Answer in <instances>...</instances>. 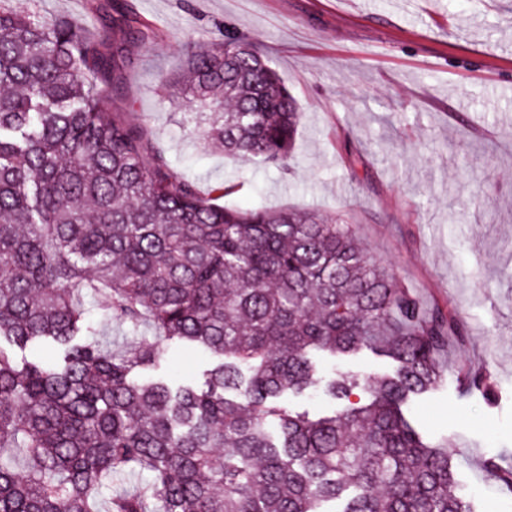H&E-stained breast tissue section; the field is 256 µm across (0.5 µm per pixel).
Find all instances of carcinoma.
<instances>
[{
	"instance_id": "1",
	"label": "carcinoma",
	"mask_w": 512,
	"mask_h": 512,
	"mask_svg": "<svg viewBox=\"0 0 512 512\" xmlns=\"http://www.w3.org/2000/svg\"><path fill=\"white\" fill-rule=\"evenodd\" d=\"M124 63L79 22L0 0V512H323L349 487L342 512H473L453 444L424 441L404 413L464 324L369 258L345 219L233 206L221 199L236 186L204 197L178 178L147 125L102 109ZM169 83L213 147L288 159L297 103L236 32L185 45ZM88 296L156 336L88 339ZM166 341L218 358L203 385L144 376ZM363 350L394 373L330 381L346 402L330 417L280 405L321 385L317 357ZM460 372L463 392L486 385ZM485 468L512 494L511 455ZM143 472L145 490L105 493Z\"/></svg>"
}]
</instances>
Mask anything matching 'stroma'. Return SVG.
Wrapping results in <instances>:
<instances>
[{
	"mask_svg": "<svg viewBox=\"0 0 512 512\" xmlns=\"http://www.w3.org/2000/svg\"><path fill=\"white\" fill-rule=\"evenodd\" d=\"M112 16L148 26L126 45L123 93L174 173L202 191L237 185L244 208L348 216L369 256L466 326L439 356L444 377L408 413L431 442L455 439L474 512H512L486 460L512 452V0H17L99 32ZM257 43L301 111L287 167L243 161L189 138L165 75L183 47L224 29ZM492 394L461 392L462 365ZM213 362L179 345L159 375L202 383Z\"/></svg>",
	"mask_w": 512,
	"mask_h": 512,
	"instance_id": "obj_1",
	"label": "stroma"
}]
</instances>
